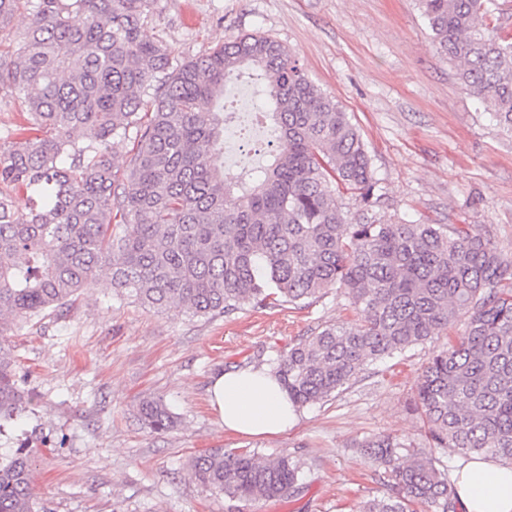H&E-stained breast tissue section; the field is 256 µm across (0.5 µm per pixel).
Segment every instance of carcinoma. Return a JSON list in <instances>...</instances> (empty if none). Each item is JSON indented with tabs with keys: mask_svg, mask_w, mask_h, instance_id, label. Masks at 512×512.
Masks as SVG:
<instances>
[{
	"mask_svg": "<svg viewBox=\"0 0 512 512\" xmlns=\"http://www.w3.org/2000/svg\"><path fill=\"white\" fill-rule=\"evenodd\" d=\"M153 2L0 0V29L25 18L0 50V88L32 118L0 144V315L61 309L102 274L157 312L179 304L210 319L340 288L362 319L328 325L274 361L297 408L465 316L464 334L428 358L417 410L430 447L512 461V259L469 228L369 215L377 180L359 129L290 50L248 34L173 69L168 45L142 33ZM419 4L436 52L512 132V33L494 23V0ZM245 68L263 82L268 159L230 176L214 158L231 119L224 83ZM131 134L120 176L113 155ZM12 189L28 194V213L16 211ZM344 191L361 204L355 221ZM6 331L0 321V429L32 404ZM139 411L155 433L176 425L161 399ZM364 448L396 494L357 512H455L438 458L390 435ZM302 467L222 449L190 463L205 488L238 502L287 495ZM0 512H36L25 448L0 458Z\"/></svg>",
	"mask_w": 512,
	"mask_h": 512,
	"instance_id": "cac0c4a2",
	"label": "carcinoma"
}]
</instances>
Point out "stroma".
<instances>
[{
	"mask_svg": "<svg viewBox=\"0 0 512 512\" xmlns=\"http://www.w3.org/2000/svg\"><path fill=\"white\" fill-rule=\"evenodd\" d=\"M255 33L286 46L350 113L378 182L376 217L470 226L512 258V135L435 51L418 0H154L143 26L146 38L167 42L176 66ZM357 317L336 289L213 319L177 305L158 313L99 279L62 310L11 321L33 408L0 436V453L32 449L33 493L45 512H356L390 493L384 468L361 448L371 437L396 436L457 468V454L430 448L414 396L428 355L463 335L464 322L367 365L328 401L300 407L280 435L225 431L208 388L215 374L268 367ZM145 398L162 399L176 427L144 428ZM214 448L303 461L298 493L245 505L208 490L189 462Z\"/></svg>",
	"mask_w": 512,
	"mask_h": 512,
	"instance_id": "stroma-1",
	"label": "stroma"
}]
</instances>
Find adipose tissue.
<instances>
[{"label":"adipose tissue","instance_id":"ef3b65f1","mask_svg":"<svg viewBox=\"0 0 512 512\" xmlns=\"http://www.w3.org/2000/svg\"><path fill=\"white\" fill-rule=\"evenodd\" d=\"M212 404L225 430L260 436L282 433L297 412L277 376L249 367L218 374L210 387ZM453 482L461 512H512V465L472 456Z\"/></svg>","mask_w":512,"mask_h":512}]
</instances>
